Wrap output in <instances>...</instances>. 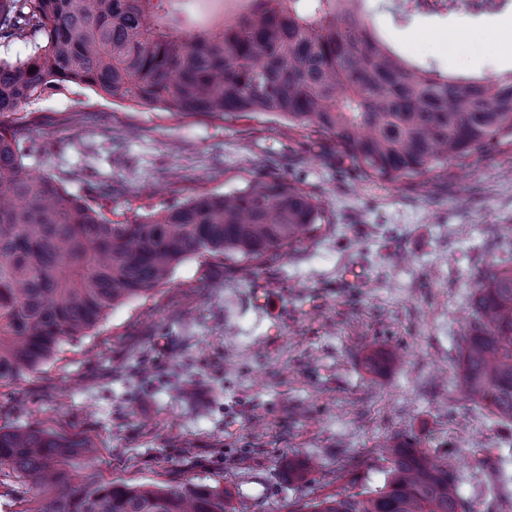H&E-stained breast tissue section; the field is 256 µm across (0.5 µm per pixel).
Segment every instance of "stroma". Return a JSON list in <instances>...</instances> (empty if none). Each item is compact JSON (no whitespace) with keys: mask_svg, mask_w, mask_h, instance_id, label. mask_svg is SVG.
<instances>
[{"mask_svg":"<svg viewBox=\"0 0 512 512\" xmlns=\"http://www.w3.org/2000/svg\"><path fill=\"white\" fill-rule=\"evenodd\" d=\"M371 22L406 58L491 77L512 47L488 15L458 5L398 19L367 0ZM471 42L452 45L459 27ZM24 116L54 141L30 163L69 176L71 193L110 181L112 220L174 197L243 188L263 172L301 182L326 221L317 238L258 273L197 258L169 285L112 308L89 335L63 342L40 371L0 386V427L43 424L87 437L75 477L149 483L191 477L230 490L248 512L382 484L386 447L411 439L453 457L461 512H512V424L458 391L471 321V278L512 267V150L488 153L447 186L421 176L366 181L325 140L319 154L269 119L231 124L105 98L72 85L32 99ZM399 360L373 370V351ZM302 462L307 482L289 481Z\"/></svg>","mask_w":512,"mask_h":512,"instance_id":"obj_1","label":"stroma"}]
</instances>
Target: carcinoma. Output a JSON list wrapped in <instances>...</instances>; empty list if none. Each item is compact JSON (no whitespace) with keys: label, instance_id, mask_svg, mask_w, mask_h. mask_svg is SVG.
I'll return each mask as SVG.
<instances>
[{"label":"carcinoma","instance_id":"cac0c4a2","mask_svg":"<svg viewBox=\"0 0 512 512\" xmlns=\"http://www.w3.org/2000/svg\"><path fill=\"white\" fill-rule=\"evenodd\" d=\"M173 0H0V39L31 50L0 60V386L38 372L61 342L85 336L116 305L171 283L207 256L255 271L316 238L320 201L268 172L224 194L200 192L133 221H114L60 174L26 163L41 146L15 118L49 89L176 117L232 123L273 117L308 140L331 137L373 183L476 169L512 146V69L493 79L415 66L371 26L366 0H245L224 25L190 32ZM457 381L512 422V268L477 275ZM88 438L0 427V471L30 481L22 512H246L218 485L128 484L67 462ZM383 486L337 492L288 512H459L455 468L406 440L387 450Z\"/></svg>","mask_w":512,"mask_h":512}]
</instances>
